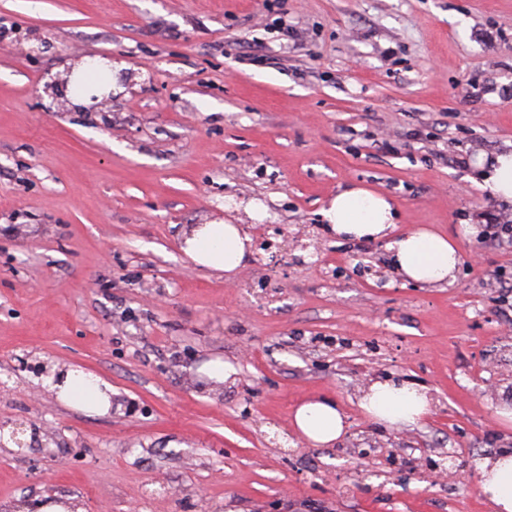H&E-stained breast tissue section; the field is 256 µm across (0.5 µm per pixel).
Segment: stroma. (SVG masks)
I'll use <instances>...</instances> for the list:
<instances>
[{"label": "stroma", "instance_id": "35a3bbf8", "mask_svg": "<svg viewBox=\"0 0 512 512\" xmlns=\"http://www.w3.org/2000/svg\"><path fill=\"white\" fill-rule=\"evenodd\" d=\"M112 59V100L59 83ZM512 150V0H0V512H492L478 464L512 450V202L477 160ZM357 185L398 231L457 243L451 286L321 211ZM265 225L232 274L184 233ZM222 359L226 381L201 374ZM74 367L103 415L59 401ZM428 389L420 423L357 405ZM336 400L314 446L293 409ZM58 398L68 406L95 414H106L111 408L112 386L104 379L80 369L60 372L52 384ZM358 407L370 420L387 426L414 425L427 417L432 397L425 388L393 380H373L362 388ZM346 415L332 400L318 398L299 404L293 412V427L314 446L332 445L346 431Z\"/></svg>", "mask_w": 512, "mask_h": 512}]
</instances>
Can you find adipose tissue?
Instances as JSON below:
<instances>
[{"label": "adipose tissue", "instance_id": "1", "mask_svg": "<svg viewBox=\"0 0 512 512\" xmlns=\"http://www.w3.org/2000/svg\"><path fill=\"white\" fill-rule=\"evenodd\" d=\"M331 230L344 239L374 241L385 238L395 224V210L383 195L351 187L334 196L322 211ZM185 253L198 265L231 273L245 264L249 238L234 224H206L192 230ZM393 264L402 277L426 286L453 283L460 254L443 235L415 230L388 245ZM66 405L95 414L111 407L112 387L104 379L79 369L60 372L52 384ZM358 406L370 420L391 427L414 425L427 417L432 398L427 389L393 380L370 381L361 391ZM299 435L315 446L330 445L346 431V416L332 400L318 398L299 404L292 416ZM479 485L496 512H512V453L484 458Z\"/></svg>", "mask_w": 512, "mask_h": 512}]
</instances>
